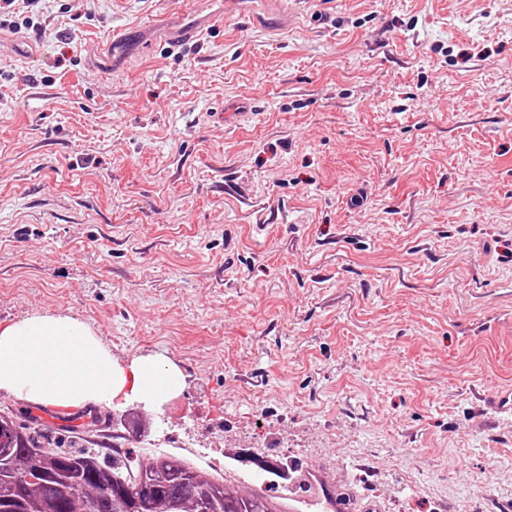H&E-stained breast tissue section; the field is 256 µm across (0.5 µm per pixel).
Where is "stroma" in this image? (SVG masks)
Listing matches in <instances>:
<instances>
[{"mask_svg":"<svg viewBox=\"0 0 512 512\" xmlns=\"http://www.w3.org/2000/svg\"><path fill=\"white\" fill-rule=\"evenodd\" d=\"M14 19L0 324L60 313L183 377L58 446L163 436L241 496L315 468L382 512L512 506V415L484 404L512 391V0H301L271 33L224 0Z\"/></svg>","mask_w":512,"mask_h":512,"instance_id":"1","label":"stroma"}]
</instances>
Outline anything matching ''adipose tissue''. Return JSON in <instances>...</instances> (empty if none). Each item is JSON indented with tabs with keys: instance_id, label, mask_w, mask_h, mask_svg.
I'll use <instances>...</instances> for the list:
<instances>
[{
	"instance_id": "adipose-tissue-1",
	"label": "adipose tissue",
	"mask_w": 512,
	"mask_h": 512,
	"mask_svg": "<svg viewBox=\"0 0 512 512\" xmlns=\"http://www.w3.org/2000/svg\"><path fill=\"white\" fill-rule=\"evenodd\" d=\"M176 366L149 359L115 366L100 342L81 323L53 314L0 325V390L61 405H114L137 398L157 406L177 393Z\"/></svg>"
}]
</instances>
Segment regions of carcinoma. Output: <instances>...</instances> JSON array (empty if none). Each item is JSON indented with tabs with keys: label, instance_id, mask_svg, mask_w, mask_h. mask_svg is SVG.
Instances as JSON below:
<instances>
[{
	"label": "carcinoma",
	"instance_id": "obj_1",
	"mask_svg": "<svg viewBox=\"0 0 512 512\" xmlns=\"http://www.w3.org/2000/svg\"><path fill=\"white\" fill-rule=\"evenodd\" d=\"M0 512H279L171 455L148 462L101 448L57 449L37 416L0 413Z\"/></svg>",
	"mask_w": 512,
	"mask_h": 512
}]
</instances>
